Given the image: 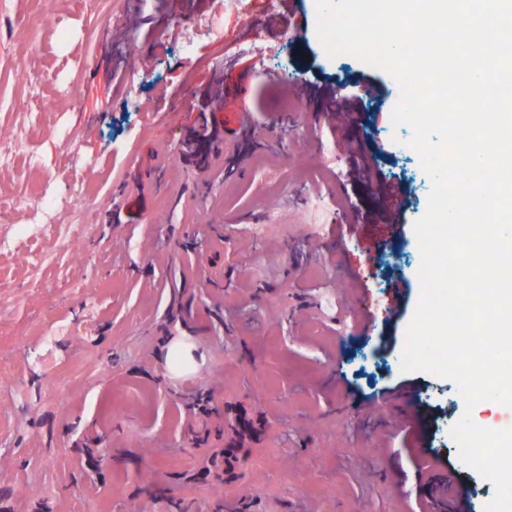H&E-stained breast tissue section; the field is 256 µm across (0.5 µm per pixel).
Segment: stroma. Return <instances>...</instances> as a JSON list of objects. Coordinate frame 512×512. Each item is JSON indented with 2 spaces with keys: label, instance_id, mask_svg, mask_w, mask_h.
Wrapping results in <instances>:
<instances>
[{
  "label": "stroma",
  "instance_id": "35a3bbf8",
  "mask_svg": "<svg viewBox=\"0 0 512 512\" xmlns=\"http://www.w3.org/2000/svg\"><path fill=\"white\" fill-rule=\"evenodd\" d=\"M257 66L272 80L250 86L236 151L199 145L225 71ZM359 81L381 90L329 132L320 88ZM400 93L327 56L316 0L289 24L265 0H0V197L22 200L0 226V336L19 334L0 350V512H429L446 478L484 512L494 486L450 431L467 413L512 426V408L467 410L453 381L400 366L432 186L392 122ZM356 147L399 189L402 232L379 245L336 233L339 212L384 206ZM47 207L63 248L26 232ZM358 274L390 314L370 334ZM406 391L430 398L417 431L379 403ZM430 448L443 467L419 469Z\"/></svg>",
  "mask_w": 512,
  "mask_h": 512
}]
</instances>
